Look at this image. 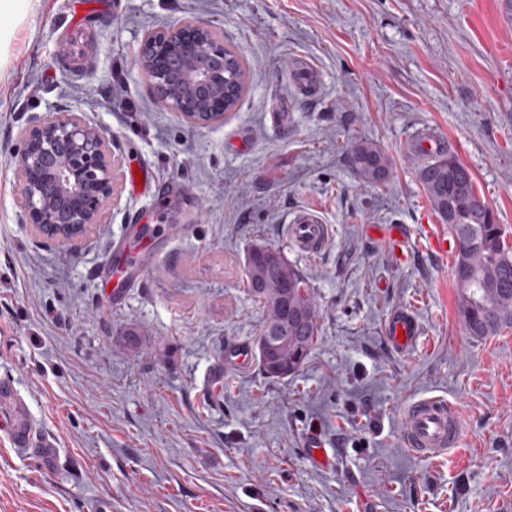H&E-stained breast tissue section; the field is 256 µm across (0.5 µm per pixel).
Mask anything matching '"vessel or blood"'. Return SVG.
<instances>
[{
	"label": "vessel or blood",
	"instance_id": "obj_1",
	"mask_svg": "<svg viewBox=\"0 0 512 512\" xmlns=\"http://www.w3.org/2000/svg\"><path fill=\"white\" fill-rule=\"evenodd\" d=\"M289 235L305 254H317L324 246L328 228L312 213L296 215L289 226ZM147 228L141 224L130 227V237L142 247L133 253L127 243H116L112 251V274L119 282L112 292L113 303L124 298L122 284L138 280L152 265L155 251L146 242ZM386 333L395 350L409 351L418 341L421 327L417 317L404 308L394 310L387 322ZM462 424L455 409L440 396H426L408 403L402 414L404 444L415 454L437 457L460 444ZM0 433L12 448L23 456L35 454L47 465H56L57 443L37 425L26 400L17 392L13 381L0 376Z\"/></svg>",
	"mask_w": 512,
	"mask_h": 512
}]
</instances>
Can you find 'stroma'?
<instances>
[{
	"label": "stroma",
	"mask_w": 512,
	"mask_h": 512,
	"mask_svg": "<svg viewBox=\"0 0 512 512\" xmlns=\"http://www.w3.org/2000/svg\"><path fill=\"white\" fill-rule=\"evenodd\" d=\"M106 2L77 16L30 0L0 63V374L61 451L50 468L0 439V512H512V328L467 333L454 261L428 242L448 226L406 150L422 130L446 138L512 242V0ZM188 18L246 70L239 106L205 124L161 109L136 63L146 33ZM62 109L111 139L122 194L72 247L21 223L14 171L20 130ZM364 138L388 160L376 187L350 161ZM137 166L154 192L131 187ZM300 210L329 229L313 256L288 240ZM131 224L156 226L158 261L115 306L98 273ZM258 240L304 275L320 323L280 380L225 356L265 318L244 275ZM401 307L422 328L406 353L385 328ZM422 396L462 420L447 455L403 443L400 410Z\"/></svg>",
	"instance_id": "obj_1"
}]
</instances>
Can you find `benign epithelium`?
<instances>
[{"mask_svg": "<svg viewBox=\"0 0 512 512\" xmlns=\"http://www.w3.org/2000/svg\"><path fill=\"white\" fill-rule=\"evenodd\" d=\"M140 69L160 106L191 123L224 117V38L205 21L190 18L152 31L142 40ZM14 158L21 223L39 236L75 245L118 201L115 156L103 130L79 112H50L20 133ZM52 183L57 220L45 203L42 185Z\"/></svg>", "mask_w": 512, "mask_h": 512, "instance_id": "obj_1", "label": "benign epithelium"}]
</instances>
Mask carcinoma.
<instances>
[{
    "label": "carcinoma",
    "instance_id": "1",
    "mask_svg": "<svg viewBox=\"0 0 512 512\" xmlns=\"http://www.w3.org/2000/svg\"><path fill=\"white\" fill-rule=\"evenodd\" d=\"M225 54L232 73L227 88L232 110L242 99L246 73L234 52ZM350 159L365 184L386 180L388 162L374 142H354ZM416 179L458 241V310L468 333L478 338L498 335L512 326V245L494 209L477 191L469 168L452 153L439 152L421 161ZM248 252L252 261L244 266L247 292L267 312L255 337L259 366L268 378L292 376L303 367L319 335L308 283L280 250L256 242Z\"/></svg>",
    "mask_w": 512,
    "mask_h": 512
}]
</instances>
